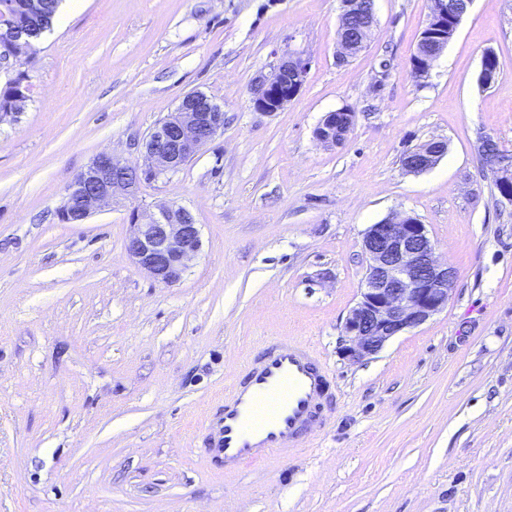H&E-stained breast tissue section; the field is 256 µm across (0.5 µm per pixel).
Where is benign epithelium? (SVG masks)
<instances>
[{"label":"benign epithelium","instance_id":"benign-epithelium-1","mask_svg":"<svg viewBox=\"0 0 512 512\" xmlns=\"http://www.w3.org/2000/svg\"><path fill=\"white\" fill-rule=\"evenodd\" d=\"M473 0H462L448 11V0H431L434 25L421 36V48L412 63L414 73L429 76L435 62L456 32ZM338 27V60L361 51L376 24L374 0H342ZM308 62L289 56L252 87L253 108L264 114L281 110L298 94ZM355 113L344 108L327 113L314 138L327 147L342 144L351 131ZM224 129V112L205 94L185 95L175 112L159 123L140 143L145 164L131 166L112 153L97 155L69 185L59 209L61 220L81 224L96 206L110 205L135 195L143 181L180 170ZM448 152L444 139L428 141L412 150L403 167L419 174L432 168ZM125 249L130 259L159 283L181 280L188 261L202 247L201 228L183 206L135 207L129 214ZM367 261L364 287L351 309L344 330L348 344L344 358L358 362L380 352L402 332L418 327L448 305L455 270L438 261L426 225L413 216L389 218L372 224L364 234Z\"/></svg>","mask_w":512,"mask_h":512}]
</instances>
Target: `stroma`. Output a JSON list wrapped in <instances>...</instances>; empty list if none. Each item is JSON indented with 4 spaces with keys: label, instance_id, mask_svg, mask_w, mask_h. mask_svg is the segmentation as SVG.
Segmentation results:
<instances>
[{
    "label": "stroma",
    "instance_id": "1",
    "mask_svg": "<svg viewBox=\"0 0 512 512\" xmlns=\"http://www.w3.org/2000/svg\"><path fill=\"white\" fill-rule=\"evenodd\" d=\"M340 0H62L19 67L32 86L0 123V512H512V202L481 167L512 155V0H473L430 77L410 58L430 0H375L376 25L336 58ZM498 60L487 87L485 51ZM305 58L283 109L254 79ZM388 69H381V61ZM224 129L178 172L57 217L98 154L135 142L189 92ZM355 112L343 144L313 131ZM448 143L433 168L404 153ZM201 226L182 280L125 251L135 206ZM412 215L456 280L447 307L354 363L345 321L370 225ZM293 336L333 378L300 456L225 474L207 420L266 345Z\"/></svg>",
    "mask_w": 512,
    "mask_h": 512
}]
</instances>
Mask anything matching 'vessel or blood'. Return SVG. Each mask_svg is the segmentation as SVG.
I'll list each match as a JSON object with an SVG mask.
<instances>
[{
	"mask_svg": "<svg viewBox=\"0 0 512 512\" xmlns=\"http://www.w3.org/2000/svg\"><path fill=\"white\" fill-rule=\"evenodd\" d=\"M316 349L295 337L276 339L224 389V412L211 443L225 470L241 472L305 448V436L328 397Z\"/></svg>",
	"mask_w": 512,
	"mask_h": 512,
	"instance_id": "vessel-or-blood-1",
	"label": "vessel or blood"
}]
</instances>
